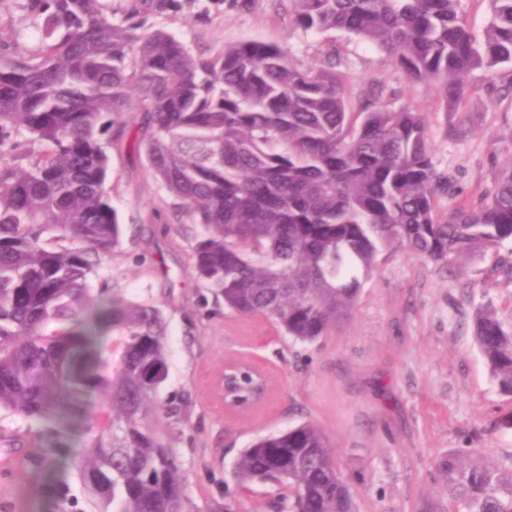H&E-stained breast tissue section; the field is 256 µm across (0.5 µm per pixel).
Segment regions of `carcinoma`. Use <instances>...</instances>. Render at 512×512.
Listing matches in <instances>:
<instances>
[{
  "label": "carcinoma",
  "mask_w": 512,
  "mask_h": 512,
  "mask_svg": "<svg viewBox=\"0 0 512 512\" xmlns=\"http://www.w3.org/2000/svg\"><path fill=\"white\" fill-rule=\"evenodd\" d=\"M461 0H290L289 23L343 31L384 52L458 110L476 69L512 72V0H489L482 40ZM42 20L33 49L0 26V407L54 421L94 393L105 411L79 463L99 512H186V482L152 425L167 380L166 321L89 279L123 242L110 155L123 116L142 114L147 167L199 228L192 269L224 308L260 316L314 344L355 309L379 257L407 250L454 274L512 254V161L479 202L444 213L454 181L433 161L425 114L379 103L383 84L354 87L322 62L301 67L278 44L244 40L193 56L143 15L175 0H131L119 24L101 0H28ZM123 338L118 366L95 347ZM476 347L497 390L512 396V320L479 306ZM250 401L251 366L233 373ZM448 512H512V465L452 449L436 464ZM240 489H275L274 512H358L333 444L313 421L240 450Z\"/></svg>",
  "instance_id": "1"
}]
</instances>
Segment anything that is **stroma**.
I'll return each mask as SVG.
<instances>
[{
	"mask_svg": "<svg viewBox=\"0 0 512 512\" xmlns=\"http://www.w3.org/2000/svg\"><path fill=\"white\" fill-rule=\"evenodd\" d=\"M276 0H180L145 24L171 31L193 54L211 57L243 40L274 42L294 63L320 62L336 43L339 71L354 83L377 79L388 108L424 112L433 160L455 176L441 210L477 202L494 172L512 160V93L501 75L474 70L459 112L386 55L341 31L306 32L280 17ZM113 141L112 206L124 226L121 250L100 278L125 298L150 300L167 323L168 378L154 421L187 482L188 512H269L270 490L238 498L231 471L252 441L304 420L331 438L346 477L357 478L359 512H420L435 495L436 463L454 448H476L512 463V396L499 393L473 343L482 299L512 316V279L496 256L448 274L406 250L384 253L354 312L322 342L292 343L268 320L240 316L201 288L191 269L190 217L132 147L140 115ZM91 279V288L99 280ZM244 361L268 378L267 395L245 411L224 406V365ZM104 408L90 397L71 425L25 419L0 408V512H95L77 470L88 429Z\"/></svg>",
	"mask_w": 512,
	"mask_h": 512,
	"instance_id": "obj_1",
	"label": "stroma"
}]
</instances>
